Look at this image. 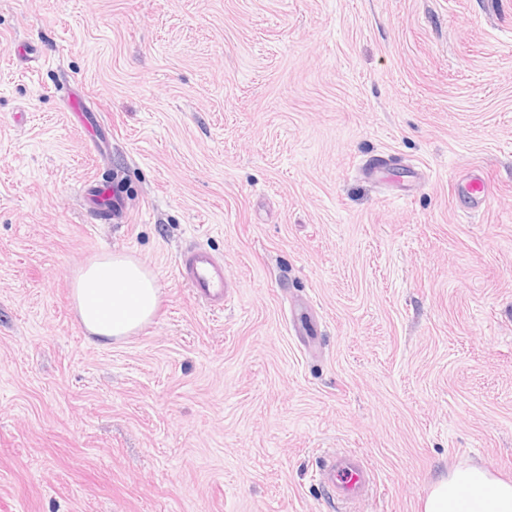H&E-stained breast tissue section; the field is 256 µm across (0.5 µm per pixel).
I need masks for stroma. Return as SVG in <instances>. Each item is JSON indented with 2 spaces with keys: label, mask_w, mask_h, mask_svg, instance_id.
Returning a JSON list of instances; mask_svg holds the SVG:
<instances>
[{
  "label": "stroma",
  "mask_w": 512,
  "mask_h": 512,
  "mask_svg": "<svg viewBox=\"0 0 512 512\" xmlns=\"http://www.w3.org/2000/svg\"><path fill=\"white\" fill-rule=\"evenodd\" d=\"M104 252L161 289L112 344L71 300ZM466 464L512 480V0H0V512H422ZM180 274L194 295L212 310L224 309V263L201 249L181 256ZM319 479L342 501L363 499L375 487L368 463L357 454L328 459L320 468Z\"/></svg>",
  "instance_id": "obj_1"
}]
</instances>
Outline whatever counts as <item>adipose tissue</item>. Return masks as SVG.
<instances>
[{"mask_svg": "<svg viewBox=\"0 0 512 512\" xmlns=\"http://www.w3.org/2000/svg\"><path fill=\"white\" fill-rule=\"evenodd\" d=\"M76 315L86 334L120 340L148 324L158 308L154 274L133 257L104 253L76 272L72 284ZM423 512H512V482L480 465H466L434 481Z\"/></svg>", "mask_w": 512, "mask_h": 512, "instance_id": "adipose-tissue-1", "label": "adipose tissue"}]
</instances>
